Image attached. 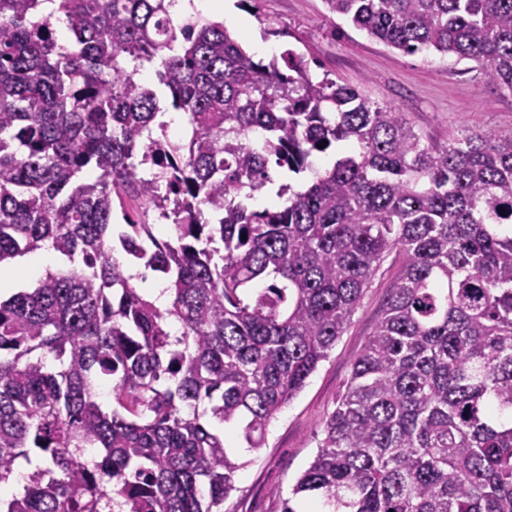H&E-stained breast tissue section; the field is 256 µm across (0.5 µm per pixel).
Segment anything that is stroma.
I'll return each mask as SVG.
<instances>
[{
  "label": "stroma",
  "mask_w": 512,
  "mask_h": 512,
  "mask_svg": "<svg viewBox=\"0 0 512 512\" xmlns=\"http://www.w3.org/2000/svg\"><path fill=\"white\" fill-rule=\"evenodd\" d=\"M227 5L251 24L264 47L263 59L288 48L305 53L330 79L407 112L426 143L440 147L462 132L512 140V91L486 84L473 62L432 50L402 53L329 16L324 0H257L252 7L228 0ZM272 27L279 36L269 35ZM400 269L398 254L385 257L335 348L271 422L264 446L241 450L245 466L224 512H282L284 499L317 452L323 423L372 336Z\"/></svg>",
  "instance_id": "1"
}]
</instances>
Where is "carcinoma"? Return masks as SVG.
<instances>
[{"label":"carcinoma","instance_id":"carcinoma-1","mask_svg":"<svg viewBox=\"0 0 512 512\" xmlns=\"http://www.w3.org/2000/svg\"><path fill=\"white\" fill-rule=\"evenodd\" d=\"M324 2L512 91V0ZM173 3L57 0L62 35L42 0H0V266L43 247L68 263L0 299V487L45 461L0 512H224L236 448L263 447L392 252L383 315L283 512H512V140L426 144L305 54L256 61ZM156 60L157 89L135 78ZM170 108L180 140L155 134ZM273 184L279 203L253 207ZM125 197L177 236L113 223Z\"/></svg>","mask_w":512,"mask_h":512}]
</instances>
